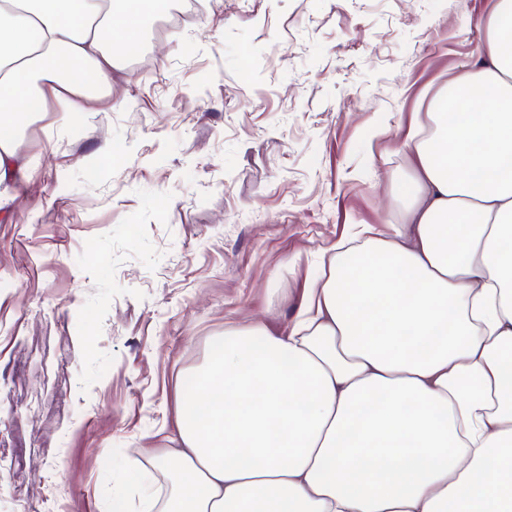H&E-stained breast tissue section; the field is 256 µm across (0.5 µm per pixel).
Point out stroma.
Instances as JSON below:
<instances>
[{"instance_id":"35a3bbf8","label":"stroma","mask_w":512,"mask_h":512,"mask_svg":"<svg viewBox=\"0 0 512 512\" xmlns=\"http://www.w3.org/2000/svg\"><path fill=\"white\" fill-rule=\"evenodd\" d=\"M110 94L23 127L0 188V512H138L227 325L280 332L355 224L403 223L400 145L489 0H197Z\"/></svg>"}]
</instances>
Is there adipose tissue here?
Segmentation results:
<instances>
[{
    "instance_id": "ef3b65f1",
    "label": "adipose tissue",
    "mask_w": 512,
    "mask_h": 512,
    "mask_svg": "<svg viewBox=\"0 0 512 512\" xmlns=\"http://www.w3.org/2000/svg\"><path fill=\"white\" fill-rule=\"evenodd\" d=\"M156 0H0V185L14 131L109 89ZM403 147L402 224L352 225L286 331L250 322L180 397L145 512H512V0L474 23Z\"/></svg>"
}]
</instances>
